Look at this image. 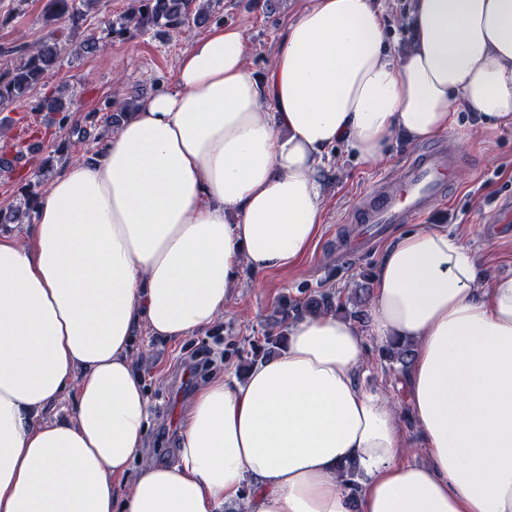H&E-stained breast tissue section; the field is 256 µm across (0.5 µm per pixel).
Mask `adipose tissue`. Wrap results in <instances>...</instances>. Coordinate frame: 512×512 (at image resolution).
Masks as SVG:
<instances>
[{"label":"adipose tissue","mask_w":512,"mask_h":512,"mask_svg":"<svg viewBox=\"0 0 512 512\" xmlns=\"http://www.w3.org/2000/svg\"><path fill=\"white\" fill-rule=\"evenodd\" d=\"M409 16L398 53L372 0H311L261 78L243 31L214 28L183 51L176 89L51 180L23 239L0 237V512H512V276H486L442 227L398 231L373 274L374 335L413 350L414 440L359 381L363 330L328 311L291 321L245 377L199 387L176 464L142 457L136 326L193 336L242 271L296 266L336 145L376 162L463 107L512 125V0H410ZM71 390V416L44 420ZM413 447L423 460L405 461Z\"/></svg>","instance_id":"obj_1"}]
</instances>
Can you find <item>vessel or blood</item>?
I'll return each instance as SVG.
<instances>
[{
	"label": "vessel or blood",
	"instance_id": "b4317fda",
	"mask_svg": "<svg viewBox=\"0 0 512 512\" xmlns=\"http://www.w3.org/2000/svg\"><path fill=\"white\" fill-rule=\"evenodd\" d=\"M443 147L432 146L415 152L403 180L385 183L373 194L358 221L373 226L401 224L422 215L429 201L442 195L446 183L455 178Z\"/></svg>",
	"mask_w": 512,
	"mask_h": 512
}]
</instances>
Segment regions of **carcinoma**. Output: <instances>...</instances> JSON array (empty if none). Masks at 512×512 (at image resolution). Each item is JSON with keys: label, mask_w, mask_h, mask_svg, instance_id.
Listing matches in <instances>:
<instances>
[{"label": "carcinoma", "mask_w": 512, "mask_h": 512, "mask_svg": "<svg viewBox=\"0 0 512 512\" xmlns=\"http://www.w3.org/2000/svg\"><path fill=\"white\" fill-rule=\"evenodd\" d=\"M221 2L222 0H133L125 13L108 21V29L123 39L153 27L178 31L191 22L219 23L223 21ZM94 4L96 0H48L46 23L61 24L67 30L77 31L86 22ZM66 50L67 41L57 36L55 31L42 44L14 50L17 64L0 71V109L31 96V93L44 86L49 72L61 65ZM75 97L76 94H69L66 89L61 88L45 93L33 101L35 111L49 113L55 128L65 130L68 134L64 142L54 146V149L42 157L44 170L53 167L55 154L74 149L90 139L97 141L104 136V132L118 127L121 120L131 114L137 102V96L133 93L117 98L109 97L99 107L86 113L83 119L78 120L75 118ZM19 193V203L16 206L0 209V224H23L31 217L41 195L32 188L29 181L19 187ZM327 310L341 312L359 322L363 320L358 301L350 299L345 303H337L331 294L321 293L294 306L282 303L279 323L285 328L290 319ZM381 356L400 364L401 371L404 372L412 359V352L407 345L390 346L382 349Z\"/></svg>", "instance_id": "carcinoma-1"}]
</instances>
